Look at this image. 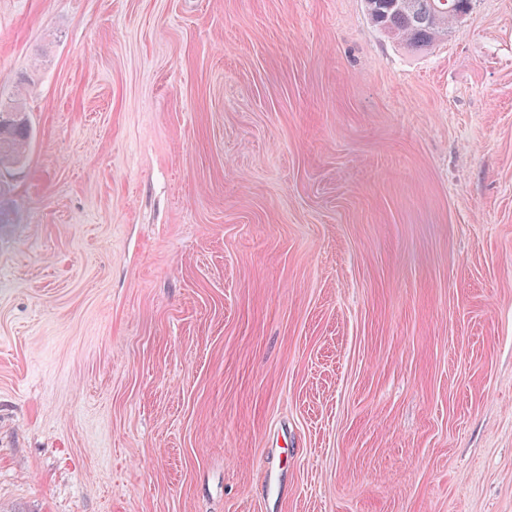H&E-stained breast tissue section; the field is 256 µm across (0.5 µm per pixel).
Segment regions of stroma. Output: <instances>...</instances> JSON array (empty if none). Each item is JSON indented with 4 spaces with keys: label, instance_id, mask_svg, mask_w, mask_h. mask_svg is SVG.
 <instances>
[{
    "label": "stroma",
    "instance_id": "obj_1",
    "mask_svg": "<svg viewBox=\"0 0 512 512\" xmlns=\"http://www.w3.org/2000/svg\"><path fill=\"white\" fill-rule=\"evenodd\" d=\"M0 512H512V0H0ZM374 26L384 35L422 50L448 36L453 24L465 15L472 0H365ZM458 2L467 5L450 9ZM5 106L0 101V165L17 163L25 154L30 139V127L25 118L23 103L13 100Z\"/></svg>",
    "mask_w": 512,
    "mask_h": 512
}]
</instances>
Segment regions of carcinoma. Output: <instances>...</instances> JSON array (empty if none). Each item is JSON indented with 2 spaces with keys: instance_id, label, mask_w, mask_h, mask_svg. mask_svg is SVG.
<instances>
[{
  "instance_id": "1",
  "label": "carcinoma",
  "mask_w": 512,
  "mask_h": 512,
  "mask_svg": "<svg viewBox=\"0 0 512 512\" xmlns=\"http://www.w3.org/2000/svg\"><path fill=\"white\" fill-rule=\"evenodd\" d=\"M374 26L384 35L422 50L448 36L453 24L469 11L472 0H365ZM11 109L0 101V165L18 162L25 154L30 127L23 103Z\"/></svg>"
}]
</instances>
